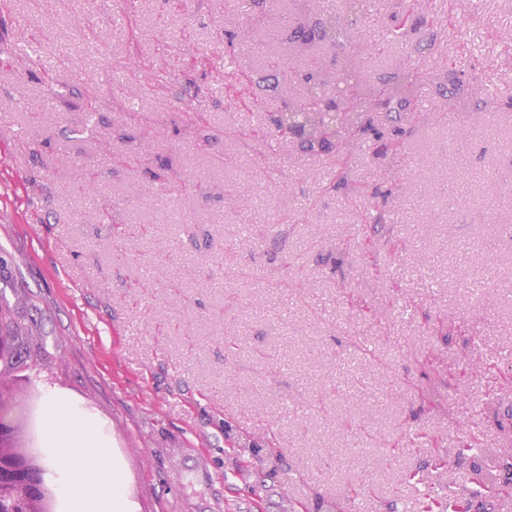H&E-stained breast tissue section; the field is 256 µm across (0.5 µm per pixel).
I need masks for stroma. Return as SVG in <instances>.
Instances as JSON below:
<instances>
[{
	"mask_svg": "<svg viewBox=\"0 0 512 512\" xmlns=\"http://www.w3.org/2000/svg\"><path fill=\"white\" fill-rule=\"evenodd\" d=\"M400 3L0 0L37 47L0 54V294L133 512H512L463 452L512 454V0H415L395 40ZM329 12L420 106L341 161L273 123L335 74Z\"/></svg>",
	"mask_w": 512,
	"mask_h": 512,
	"instance_id": "1",
	"label": "stroma"
}]
</instances>
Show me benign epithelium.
<instances>
[{
  "label": "benign epithelium",
  "instance_id": "1",
  "mask_svg": "<svg viewBox=\"0 0 512 512\" xmlns=\"http://www.w3.org/2000/svg\"><path fill=\"white\" fill-rule=\"evenodd\" d=\"M21 356L9 320L0 318V375L15 369ZM20 406L0 388V512H43L47 491L45 457L21 447Z\"/></svg>",
  "mask_w": 512,
  "mask_h": 512
}]
</instances>
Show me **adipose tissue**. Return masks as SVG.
Segmentation results:
<instances>
[{"mask_svg": "<svg viewBox=\"0 0 512 512\" xmlns=\"http://www.w3.org/2000/svg\"><path fill=\"white\" fill-rule=\"evenodd\" d=\"M46 426L48 474L70 512H131L122 473L110 449L97 440V420L52 393L47 397Z\"/></svg>", "mask_w": 512, "mask_h": 512, "instance_id": "adipose-tissue-1", "label": "adipose tissue"}]
</instances>
